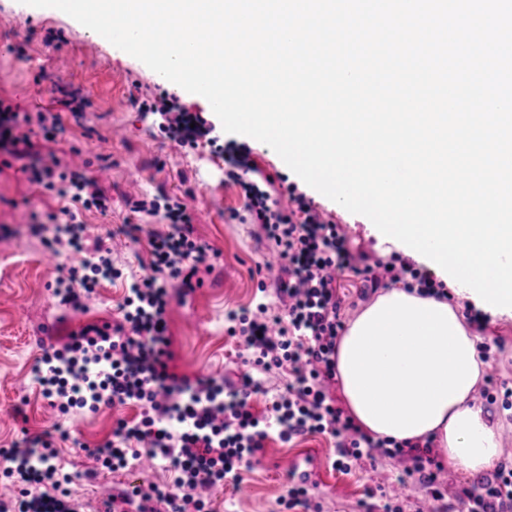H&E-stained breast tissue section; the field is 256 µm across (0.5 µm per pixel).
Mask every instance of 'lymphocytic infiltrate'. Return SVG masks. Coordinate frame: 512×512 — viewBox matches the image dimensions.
Segmentation results:
<instances>
[{"instance_id":"obj_1","label":"lymphocytic infiltrate","mask_w":512,"mask_h":512,"mask_svg":"<svg viewBox=\"0 0 512 512\" xmlns=\"http://www.w3.org/2000/svg\"><path fill=\"white\" fill-rule=\"evenodd\" d=\"M138 109L142 117H154L164 137L180 147L218 145L225 183L240 189L245 210L280 258L273 282L257 283L261 291L274 286L279 313L258 303L231 314L228 332L252 352L256 365L287 370L289 380L270 415L261 417L252 410L259 386L251 377L232 383L173 371L168 310L176 298L200 286L198 272L211 248L194 237L192 218L180 199L162 194L138 201V211L163 214L168 229L149 232L150 272L129 285L118 306L121 320L87 323L41 343L35 368L43 396L63 415L136 407V416L118 419L111 441L95 449L103 468L126 466L144 448L176 474L165 487L132 485L112 493L105 512H205L212 489L237 482L242 464L261 452L269 437L290 443L314 433L335 440L340 469L393 454L404 464V477L418 480L433 501L445 502L438 479L443 466L432 452V440L409 445L373 440L344 416L331 394L336 340L344 329L341 278H359L375 289L400 282L421 296L436 295L434 282L405 262L357 259L339 225L326 220L295 183L286 186L285 200L274 199L272 177L251 178L259 170L251 148L220 139L216 123L196 105L168 95L141 101ZM33 126L48 141L64 133L57 113L23 115L0 99V156L25 161L29 182L64 202L49 217L54 226L50 250L58 256L86 255L66 268L53 289L60 306L84 312L102 280L121 276L111 249L90 244L82 220L86 212L107 213L110 199L85 171L35 160ZM0 477L19 488L15 498H0V512H84L67 489L70 477L57 461L51 435L1 448ZM457 500L467 512H512V468L499 466L493 479L462 488Z\"/></svg>"}]
</instances>
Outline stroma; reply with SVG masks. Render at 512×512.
Wrapping results in <instances>:
<instances>
[{"instance_id": "stroma-1", "label": "stroma", "mask_w": 512, "mask_h": 512, "mask_svg": "<svg viewBox=\"0 0 512 512\" xmlns=\"http://www.w3.org/2000/svg\"><path fill=\"white\" fill-rule=\"evenodd\" d=\"M68 56L67 70L56 67ZM79 92L87 109L81 117L62 110L65 93ZM148 67L112 45L90 38L82 25L50 8L0 0V97L18 111H58L66 128L62 140L37 139L41 156H55L61 165L79 167L94 176L111 198L107 214L86 213L89 237L112 249V262L122 278L98 289L88 313L58 307L52 290L56 263L47 259L46 232L34 231L32 215L57 211L59 203L31 184L21 162L0 170V448L11 447L24 435L44 432L55 438L59 462L71 473L73 492L97 512L103 490L129 483L147 486L172 481L161 462L104 473L95 484L82 474L93 468L89 448L109 439L114 421L133 417L135 407H116L98 415L65 417L45 399L34 374L41 354L39 338L63 336L88 321L118 316L128 278L146 273L145 238L165 230L160 217L135 212L138 200L160 192L180 197L193 217L195 238L218 251L212 272L185 300L175 301L168 314L176 373L196 378L217 376L228 381L249 372L245 351L226 332L231 311L249 306L256 292V267L265 254L259 225L233 219L243 201L238 187L225 183L224 161L209 148L182 150L163 138L157 128L141 121L137 103L164 93ZM126 130L124 140L112 139L113 126ZM315 204L339 224L350 249L358 255L389 259L401 254L373 228L365 216L347 211L317 190ZM139 226L130 237V226ZM478 343L491 347L489 365L496 381L512 384V316L489 312ZM309 459L312 494L322 512H378L380 492L394 493L399 459L378 457L349 470L337 467V449L325 435L313 434L291 444L268 439L259 462L244 466L240 480L215 488L213 512H285L288 488L282 460Z\"/></svg>"}]
</instances>
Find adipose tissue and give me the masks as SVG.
<instances>
[{
  "label": "adipose tissue",
  "instance_id": "obj_1",
  "mask_svg": "<svg viewBox=\"0 0 512 512\" xmlns=\"http://www.w3.org/2000/svg\"><path fill=\"white\" fill-rule=\"evenodd\" d=\"M484 367L457 309L400 288L379 295L336 343V374L354 423L376 439L434 438L466 474L499 457L497 433L473 404Z\"/></svg>",
  "mask_w": 512,
  "mask_h": 512
}]
</instances>
